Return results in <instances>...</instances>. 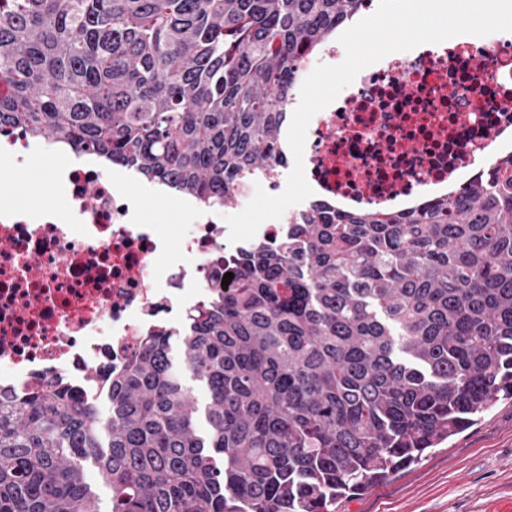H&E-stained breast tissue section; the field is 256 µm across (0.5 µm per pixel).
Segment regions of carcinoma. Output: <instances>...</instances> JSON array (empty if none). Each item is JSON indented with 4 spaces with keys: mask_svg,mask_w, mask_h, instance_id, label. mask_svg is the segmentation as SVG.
<instances>
[{
    "mask_svg": "<svg viewBox=\"0 0 512 512\" xmlns=\"http://www.w3.org/2000/svg\"><path fill=\"white\" fill-rule=\"evenodd\" d=\"M368 2L0 0V131L225 206ZM86 382L107 416L63 374L0 396V512H101L87 463L110 512H333L512 400V155L408 212L310 205ZM345 49L343 45L338 41H329L324 44V46L318 50L316 53L308 56L304 62L302 63L300 70L297 75V80L307 77L314 68L320 64H326V62L335 61L336 64H339L345 58ZM343 56V57H342ZM342 57V58H341ZM340 60L336 61V59ZM333 64V65H336ZM296 80V81H297Z\"/></svg>",
    "mask_w": 512,
    "mask_h": 512,
    "instance_id": "obj_1",
    "label": "carcinoma"
}]
</instances>
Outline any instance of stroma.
Wrapping results in <instances>:
<instances>
[{"instance_id": "1", "label": "stroma", "mask_w": 512, "mask_h": 512, "mask_svg": "<svg viewBox=\"0 0 512 512\" xmlns=\"http://www.w3.org/2000/svg\"><path fill=\"white\" fill-rule=\"evenodd\" d=\"M58 154L39 157L19 179L0 178V201L27 206L50 197ZM512 507V401L335 512H507Z\"/></svg>"}]
</instances>
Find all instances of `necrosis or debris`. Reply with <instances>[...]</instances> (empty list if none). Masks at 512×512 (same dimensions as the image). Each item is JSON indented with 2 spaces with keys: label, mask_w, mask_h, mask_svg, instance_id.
Segmentation results:
<instances>
[{
  "label": "necrosis or debris",
  "mask_w": 512,
  "mask_h": 512,
  "mask_svg": "<svg viewBox=\"0 0 512 512\" xmlns=\"http://www.w3.org/2000/svg\"><path fill=\"white\" fill-rule=\"evenodd\" d=\"M512 137V39L390 53L311 119L306 176L321 200L347 211H406L414 191L460 187L476 159ZM22 132L0 134L11 176L44 151ZM60 199L0 203V389L80 378L110 359L125 366L156 320L220 290L216 256L236 272L222 211L190 208L178 242L139 215L147 198L102 173L90 155L60 162Z\"/></svg>",
  "instance_id": "necrosis-or-debris-1"
}]
</instances>
